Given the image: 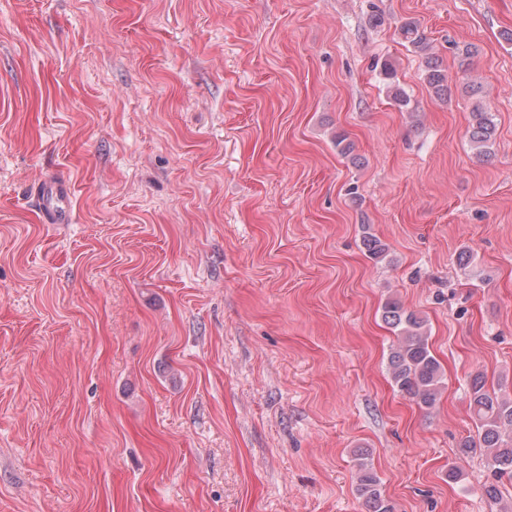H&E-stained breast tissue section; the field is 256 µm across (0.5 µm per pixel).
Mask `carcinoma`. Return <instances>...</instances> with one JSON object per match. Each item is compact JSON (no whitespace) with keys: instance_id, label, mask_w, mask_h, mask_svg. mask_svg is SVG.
Instances as JSON below:
<instances>
[{"instance_id":"1","label":"carcinoma","mask_w":512,"mask_h":512,"mask_svg":"<svg viewBox=\"0 0 512 512\" xmlns=\"http://www.w3.org/2000/svg\"><path fill=\"white\" fill-rule=\"evenodd\" d=\"M402 37L418 52L425 55L424 82L438 97L450 96L448 76L434 57L432 46L408 22L401 28ZM496 125L490 113L481 105L470 112L466 137L479 157L491 155ZM368 258L377 262L387 256V246L375 235L366 233L362 239ZM382 318L396 335L388 355L391 384L401 394L426 410L435 408L442 389L441 365L429 347L427 320L406 309L399 300L390 298L382 306ZM469 409L476 434L461 441L460 453L475 452L485 456L488 475L483 483L487 497L498 499L502 478L512 477V398L486 387L482 374L472 377L469 384ZM356 492L367 512H396L395 505L386 498L373 464L366 457L358 459L355 473Z\"/></svg>"}]
</instances>
